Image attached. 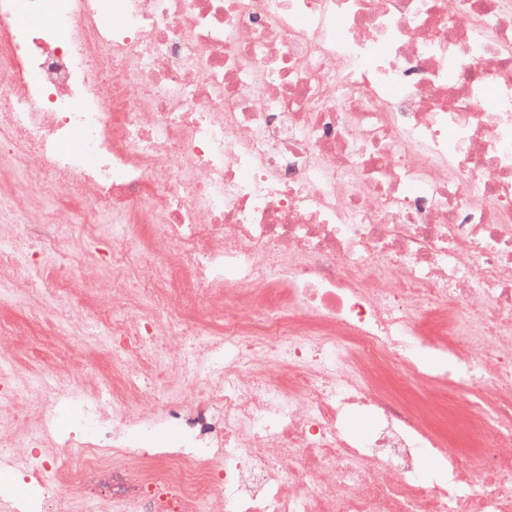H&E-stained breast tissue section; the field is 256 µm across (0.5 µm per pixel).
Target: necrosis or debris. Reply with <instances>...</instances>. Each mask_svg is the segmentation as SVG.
<instances>
[{
    "label": "necrosis or debris",
    "instance_id": "obj_1",
    "mask_svg": "<svg viewBox=\"0 0 512 512\" xmlns=\"http://www.w3.org/2000/svg\"><path fill=\"white\" fill-rule=\"evenodd\" d=\"M3 169L5 512H512V0H0Z\"/></svg>",
    "mask_w": 512,
    "mask_h": 512
}]
</instances>
